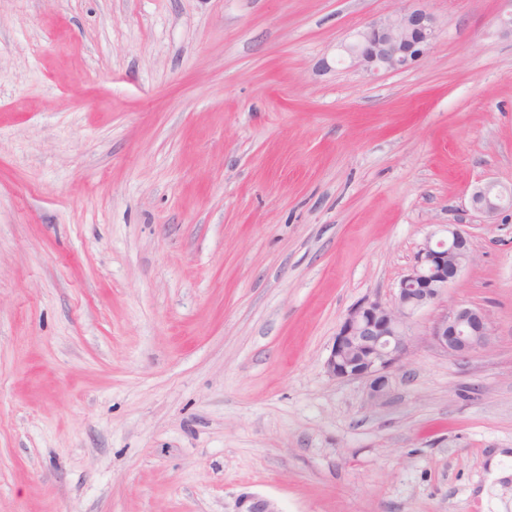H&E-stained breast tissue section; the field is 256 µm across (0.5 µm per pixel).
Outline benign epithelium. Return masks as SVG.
I'll return each instance as SVG.
<instances>
[{
	"label": "benign epithelium",
	"instance_id": "7a95c632",
	"mask_svg": "<svg viewBox=\"0 0 512 512\" xmlns=\"http://www.w3.org/2000/svg\"><path fill=\"white\" fill-rule=\"evenodd\" d=\"M435 36L434 17L406 5L362 25L343 45V51L371 74L400 71L422 60ZM469 203L472 210L492 218L505 207H512V191L489 180L472 189ZM445 232V236L436 240L430 236L421 244L391 303L367 300L349 309L325 362L331 377L364 381L374 402L389 395L391 371L407 358L414 342L410 334L412 319L448 291L472 257L470 239L459 225L450 224ZM491 336L485 313L459 304L433 324L427 339L448 356L465 358L488 347ZM237 512L281 510L268 498L244 494L238 499Z\"/></svg>",
	"mask_w": 512,
	"mask_h": 512
}]
</instances>
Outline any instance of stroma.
Segmentation results:
<instances>
[{
  "instance_id": "stroma-1",
  "label": "stroma",
  "mask_w": 512,
  "mask_h": 512,
  "mask_svg": "<svg viewBox=\"0 0 512 512\" xmlns=\"http://www.w3.org/2000/svg\"><path fill=\"white\" fill-rule=\"evenodd\" d=\"M419 5L370 75L337 47L399 0H0V512H512V212L468 203L512 187V34ZM442 224L473 259L371 402L337 327ZM435 36L434 17L421 8L406 5L394 14L366 22L342 48L370 74L400 71L422 60ZM469 203L472 210L493 218L503 209L512 207L511 190L501 187L494 180H489L472 189ZM491 336L485 313L459 304L433 324L427 339L448 356L465 358L477 349L488 347ZM235 512H281L278 505L265 497L253 494L240 496Z\"/></svg>"
}]
</instances>
